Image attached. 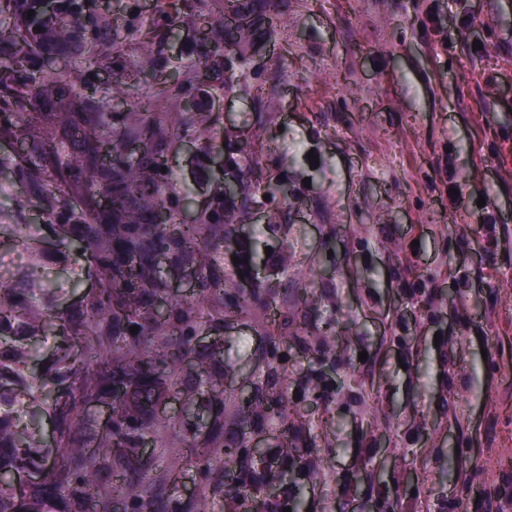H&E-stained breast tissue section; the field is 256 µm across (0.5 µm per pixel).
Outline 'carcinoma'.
Listing matches in <instances>:
<instances>
[{"instance_id": "obj_1", "label": "carcinoma", "mask_w": 512, "mask_h": 512, "mask_svg": "<svg viewBox=\"0 0 512 512\" xmlns=\"http://www.w3.org/2000/svg\"><path fill=\"white\" fill-rule=\"evenodd\" d=\"M1 13L0 59L11 67L0 69V138L25 146L9 167L42 194L60 243H78L96 288L63 318L52 314V289L13 272L0 278V512H114L116 504L124 512H212L204 491L186 503L166 494L169 479L154 474V457L141 449L193 448L203 481L224 485L214 464L237 447L224 435V319L269 305L258 288H225L224 249L240 245L235 208L249 201V189L235 178L236 189L221 187L195 223L180 222L183 196L170 190L169 154L179 131L205 128L210 116L157 107L170 93L190 96L193 86L156 84L127 111L109 112L105 98L78 90L77 72L28 68L47 48L78 69L111 62L112 27L86 11L85 0L52 14L38 0H8ZM279 21L273 0H226L224 11L208 16L210 40L197 53L202 80L229 88L236 64L221 44L242 49L262 24ZM156 39L153 32L143 39L136 71L155 68ZM131 140L137 155L128 153ZM182 270L196 277L189 296L172 291V275ZM48 337L55 360L29 371L38 340ZM266 367L241 425L286 430L296 422L288 383L276 357ZM171 397L199 400L197 421L158 413ZM92 404L107 413L101 425L89 419ZM42 409L55 424L52 448L39 425ZM42 470L39 482L10 483Z\"/></svg>"}]
</instances>
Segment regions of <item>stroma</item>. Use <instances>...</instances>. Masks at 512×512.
I'll list each match as a JSON object with an SVG mask.
<instances>
[{
	"label": "stroma",
	"mask_w": 512,
	"mask_h": 512,
	"mask_svg": "<svg viewBox=\"0 0 512 512\" xmlns=\"http://www.w3.org/2000/svg\"><path fill=\"white\" fill-rule=\"evenodd\" d=\"M277 3L274 31L229 49L247 61L232 91L162 105L215 117L170 157L176 188L191 192L183 223L212 202L229 163L287 194L236 226L264 264L271 305L224 324V431L262 456H231L223 488L209 491L213 512H270L281 498L293 512H512V0ZM86 7L113 21L127 67L139 54L128 27L169 14L178 34L158 71L193 79L209 33L182 0ZM79 88L110 91L113 112L142 95L108 66ZM21 150L0 141V224L39 228L37 279L57 288L63 316L94 282L44 230L39 200L17 206L26 189L2 163ZM487 211L494 223H482ZM315 336L334 337L335 355L321 357ZM273 344L303 420L241 430L243 393Z\"/></svg>",
	"instance_id": "1"
}]
</instances>
